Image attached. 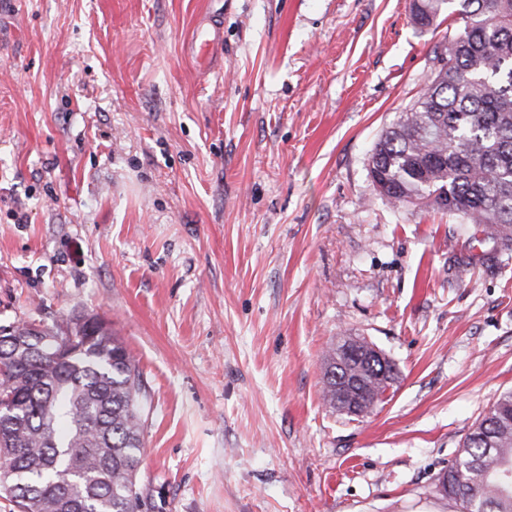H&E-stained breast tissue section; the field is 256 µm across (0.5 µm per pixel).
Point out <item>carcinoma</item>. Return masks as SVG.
<instances>
[{
	"label": "carcinoma",
	"mask_w": 512,
	"mask_h": 512,
	"mask_svg": "<svg viewBox=\"0 0 512 512\" xmlns=\"http://www.w3.org/2000/svg\"><path fill=\"white\" fill-rule=\"evenodd\" d=\"M456 3L458 33L435 52L417 99L374 142V191L413 210L446 211L501 251H512V0H412L421 29ZM33 345L0 357V485L18 512H141L142 376L99 315L68 317ZM394 365L335 345L324 359L323 397L344 383L366 392L367 411L395 383ZM441 475L459 512H512V390L466 437Z\"/></svg>",
	"instance_id": "carcinoma-1"
}]
</instances>
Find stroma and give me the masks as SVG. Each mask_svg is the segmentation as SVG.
<instances>
[{
  "label": "stroma",
  "instance_id": "stroma-1",
  "mask_svg": "<svg viewBox=\"0 0 512 512\" xmlns=\"http://www.w3.org/2000/svg\"><path fill=\"white\" fill-rule=\"evenodd\" d=\"M410 4L0 0V324L110 323L146 512H457L437 476L512 390V255L467 266L456 216L373 191L460 27ZM349 333L400 371L361 417L322 397Z\"/></svg>",
  "mask_w": 512,
  "mask_h": 512
}]
</instances>
